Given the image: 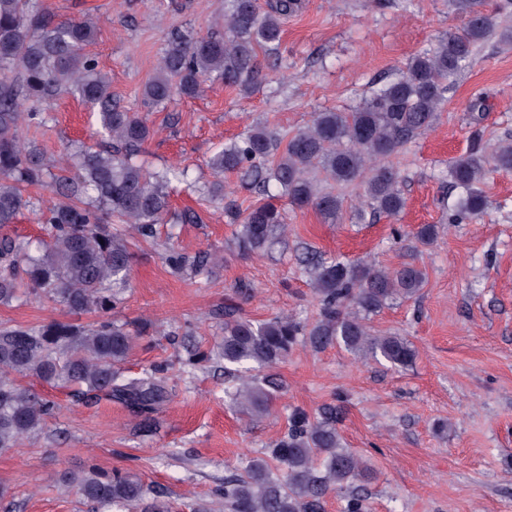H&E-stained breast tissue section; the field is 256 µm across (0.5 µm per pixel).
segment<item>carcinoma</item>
Wrapping results in <instances>:
<instances>
[{
	"instance_id": "1",
	"label": "carcinoma",
	"mask_w": 512,
	"mask_h": 512,
	"mask_svg": "<svg viewBox=\"0 0 512 512\" xmlns=\"http://www.w3.org/2000/svg\"><path fill=\"white\" fill-rule=\"evenodd\" d=\"M452 5L461 27L412 56L400 76L354 110L317 112L309 126L291 136L255 124L209 158L213 180L197 188L199 201L224 205V214L236 225L241 255L261 254L286 234L276 199L311 208L331 223L342 217L343 199L321 186L313 176L316 171L341 189L360 183L364 201L358 218L368 209L390 217L400 213L405 200L391 158L434 126L447 83L484 42L496 35L500 42L512 43V29L497 30V16L484 11L481 0H453ZM297 9V0H275L263 13L256 0H228L224 31L197 39L180 33L170 37L157 75L143 88L145 104L158 107L176 94L194 97L209 78L248 92L258 50L278 49L281 19ZM94 37L92 22H58L41 0H0V72L13 75L0 79V228L32 211L45 224L47 236L34 247L23 237L0 235L1 305L33 297L75 312L109 313L128 284V239L151 237L155 225L187 219L171 210L170 183L178 172H150L134 161L151 129L113 101L109 77L84 53ZM62 90L93 111L97 134L112 144L97 150L73 144L51 160L25 139L24 128L43 122L41 107ZM24 100L33 109L21 111ZM495 170H512L511 140L474 148L451 162L448 175L462 189L456 219L484 215L480 185ZM227 173L240 174L261 200L241 208L224 184ZM29 185L45 186L57 199L33 198L25 193ZM437 236L435 224H421L413 232L423 246ZM303 262L320 302L319 320L311 329L285 315L254 321L232 305L224 307V339L218 346L230 382L224 397L248 417L269 413L281 383L268 370L285 361L302 336L316 347L336 343L395 368H407L415 360L408 340L375 334L367 320L389 302L418 294L425 283L421 267L325 261L309 252ZM166 263L176 274L196 277L208 260L172 249ZM142 334L115 318L87 326L51 321L0 329V453L38 433L56 410L52 399L19 383L14 374L75 386L86 395L105 393L150 419L166 397L159 370L126 379L118 369ZM370 476L363 458L344 446L332 411L313 420L296 410L284 435L263 456L248 459L243 473L224 478V512H324L327 496L335 491L343 493L341 512H370L367 496L354 488L356 481ZM60 481L97 512H173L165 491L120 469L107 471L91 463L62 472Z\"/></svg>"
}]
</instances>
